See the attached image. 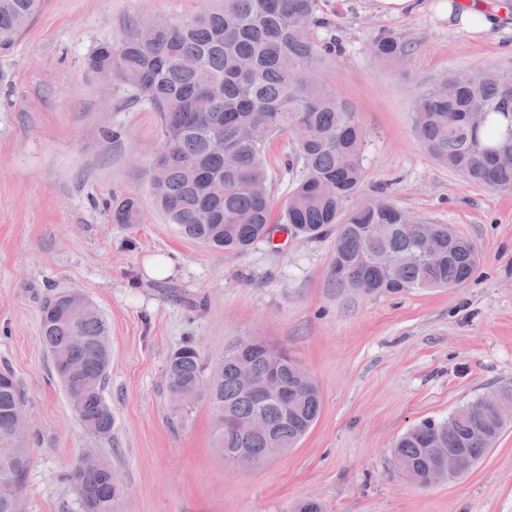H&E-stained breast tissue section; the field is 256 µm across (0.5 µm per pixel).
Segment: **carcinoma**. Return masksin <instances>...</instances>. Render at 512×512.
<instances>
[{
	"label": "carcinoma",
	"mask_w": 512,
	"mask_h": 512,
	"mask_svg": "<svg viewBox=\"0 0 512 512\" xmlns=\"http://www.w3.org/2000/svg\"><path fill=\"white\" fill-rule=\"evenodd\" d=\"M42 0H0V52L10 50L33 21ZM314 0H222L216 6L158 27L131 29L117 44L99 45L88 63L112 69L114 81L159 112L164 146L153 162L156 206L182 236L215 250L243 251L273 237L282 224L295 236L316 237L336 228L330 274L370 293L457 288L475 275V245L448 224H426L386 200L362 201L341 215L364 181L365 132L351 106L319 79L321 44ZM374 57L404 63L410 44L392 30L371 44ZM413 125L427 152L464 180L512 191V71L483 69L481 79L458 85L454 75L422 92ZM291 134L295 162L304 168L277 221H272L264 153L280 132ZM234 162L213 151L215 138ZM140 203L112 206V222L137 224ZM42 343L53 366L65 358L83 370L61 379L86 433L112 437L115 420L103 395L111 363L110 327L91 303L65 309L64 295L40 311ZM276 366L287 400L263 405L240 389L242 364L235 344L210 362L185 342L167 359L171 404L191 408L206 400L213 411V444L231 462L237 448H294L319 418L322 398L303 367L257 351L252 370ZM241 420L263 416L264 432L224 424V409ZM508 428L478 396L442 421L424 419L395 443L393 456L421 486L440 472L428 448L459 453L463 470L478 462ZM29 463L23 394L14 374L0 370V512H19L22 475ZM80 512H113L122 487L100 456L78 461L70 474Z\"/></svg>",
	"instance_id": "carcinoma-1"
}]
</instances>
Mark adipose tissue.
<instances>
[{
	"mask_svg": "<svg viewBox=\"0 0 512 512\" xmlns=\"http://www.w3.org/2000/svg\"><path fill=\"white\" fill-rule=\"evenodd\" d=\"M377 11L399 16L422 11L471 35H488L498 7L493 0H374Z\"/></svg>",
	"mask_w": 512,
	"mask_h": 512,
	"instance_id": "ef3b65f1",
	"label": "adipose tissue"
}]
</instances>
